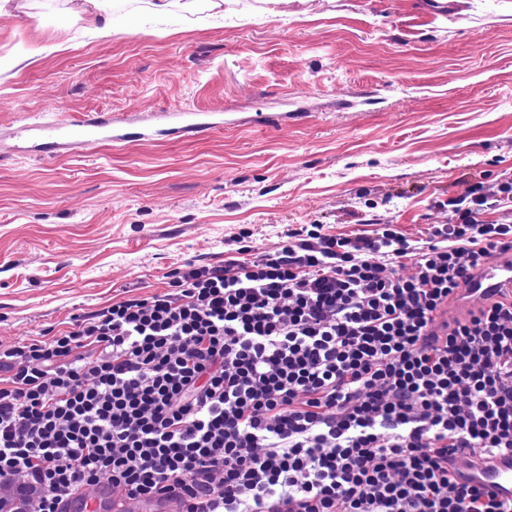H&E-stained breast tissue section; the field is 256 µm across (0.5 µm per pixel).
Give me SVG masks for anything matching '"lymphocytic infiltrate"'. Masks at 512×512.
Masks as SVG:
<instances>
[{
    "instance_id": "f902f5d3",
    "label": "lymphocytic infiltrate",
    "mask_w": 512,
    "mask_h": 512,
    "mask_svg": "<svg viewBox=\"0 0 512 512\" xmlns=\"http://www.w3.org/2000/svg\"><path fill=\"white\" fill-rule=\"evenodd\" d=\"M508 200L511 178L475 183L424 241L290 230L0 345V502L24 486L26 512H62L106 479L184 512H512L453 475L473 449L512 455V298L435 322L512 250Z\"/></svg>"
}]
</instances>
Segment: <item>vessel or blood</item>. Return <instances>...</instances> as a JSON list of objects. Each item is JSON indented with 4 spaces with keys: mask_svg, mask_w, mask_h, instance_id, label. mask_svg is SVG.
<instances>
[{
    "mask_svg": "<svg viewBox=\"0 0 512 512\" xmlns=\"http://www.w3.org/2000/svg\"><path fill=\"white\" fill-rule=\"evenodd\" d=\"M163 120L172 132L185 136H200L219 128L220 123L207 112H166ZM19 140L27 142L28 153L42 155L53 152L69 140L93 142L107 140L119 145L126 141L125 127L117 125L106 112H91L72 124L34 121L16 131ZM489 293L512 294V250L499 253L496 258L473 270L464 280L454 298V305L483 298ZM456 479L461 483L483 486L502 499H512V455L498 456L474 465L460 464ZM128 502L114 490L110 481H102L93 494L76 490L69 499L68 512H126Z\"/></svg>",
    "mask_w": 512,
    "mask_h": 512,
    "instance_id": "1",
    "label": "vessel or blood"
}]
</instances>
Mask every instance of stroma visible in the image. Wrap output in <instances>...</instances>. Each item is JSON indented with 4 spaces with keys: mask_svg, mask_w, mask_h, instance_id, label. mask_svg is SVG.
Instances as JSON below:
<instances>
[{
    "mask_svg": "<svg viewBox=\"0 0 512 512\" xmlns=\"http://www.w3.org/2000/svg\"><path fill=\"white\" fill-rule=\"evenodd\" d=\"M54 0L0 13V342L167 289L187 262L253 254L287 230L423 239L442 201L512 176V0H224L150 11L117 0L109 37ZM212 112L193 138L140 134ZM128 120L112 146L19 153L32 117ZM272 123L257 122V114ZM160 118L171 126L166 130L184 137L200 136L223 125L208 112H163Z\"/></svg>",
    "mask_w": 512,
    "mask_h": 512,
    "instance_id": "obj_1",
    "label": "stroma"
}]
</instances>
